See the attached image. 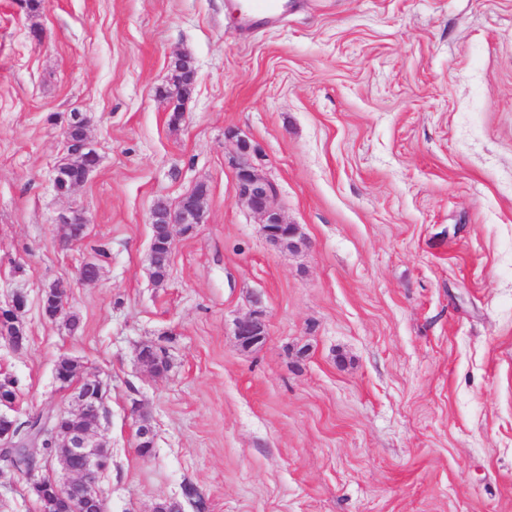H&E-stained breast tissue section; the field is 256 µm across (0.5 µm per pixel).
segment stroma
Returning a JSON list of instances; mask_svg holds the SVG:
<instances>
[{
    "instance_id": "stroma-1",
    "label": "stroma",
    "mask_w": 512,
    "mask_h": 512,
    "mask_svg": "<svg viewBox=\"0 0 512 512\" xmlns=\"http://www.w3.org/2000/svg\"><path fill=\"white\" fill-rule=\"evenodd\" d=\"M290 2L247 28L226 0H0V306L26 294L29 339L0 338V380L20 418L68 407L59 357L106 385L108 512H512V0ZM178 54L197 76L174 124ZM74 112L98 164L62 197ZM243 139L298 250L239 196ZM202 183L205 221L153 285V206ZM68 211L88 235L65 248ZM62 280L74 332L41 306ZM0 512H39L2 464ZM266 334L267 320L260 311H256L236 322L235 336L242 349L248 350L258 345L263 341ZM132 412L135 415V424H136V448H141L137 450V454L141 457L146 454H151V449H154L155 446V438H154V430L151 424L142 416L140 413L138 406L132 407ZM144 458V457H143Z\"/></svg>"
}]
</instances>
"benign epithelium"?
<instances>
[{
  "mask_svg": "<svg viewBox=\"0 0 512 512\" xmlns=\"http://www.w3.org/2000/svg\"><path fill=\"white\" fill-rule=\"evenodd\" d=\"M171 68L178 77V92L171 96L170 106L182 111L194 89L195 70L185 55L174 59ZM94 153L87 136L74 142L71 150L72 166L82 169V177L68 182V188L58 187L64 175L59 168L52 170V185L60 195L70 193L85 183L92 168L84 164L86 154ZM237 187L239 195L255 213L262 217L263 232L267 239L276 246H283L289 240L299 237V227L285 222L275 207L276 191L273 184L262 177L253 165L249 145L241 141L240 156L236 165ZM204 186H199L180 198L177 205L169 206L163 201L157 202L151 213V223L164 225V234L170 243L168 250H173L174 228L190 234L195 227L204 223ZM78 280L93 283L101 277V266L93 258L81 261L77 270ZM26 306V297L15 293L7 306L0 307V337L12 346H17L26 338L20 323V315ZM267 334V320L262 312L256 311L239 319L235 325V336L239 346L251 349L263 341ZM62 389L70 397V406L76 415L84 418L86 426L82 429H67L59 434L54 430L47 432L50 442L56 448L55 454L48 459L49 478L41 477L30 482V489L39 493L47 503L49 512H104L103 493L92 479L98 471L104 470L108 457L99 452L103 443L94 434L92 427L105 405L104 385L97 379H87L80 375L73 381L59 380ZM5 388H0V451L18 448L17 433L14 432L17 418L11 414L14 402L4 395ZM136 424V447L152 448L155 446L154 430L142 416L138 406L132 407Z\"/></svg>",
  "mask_w": 512,
  "mask_h": 512,
  "instance_id": "benign-epithelium-1",
  "label": "benign epithelium"
}]
</instances>
